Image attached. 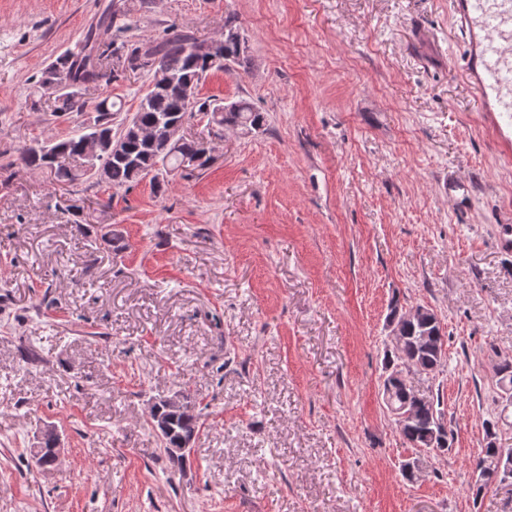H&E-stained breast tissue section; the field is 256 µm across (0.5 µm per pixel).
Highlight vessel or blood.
Wrapping results in <instances>:
<instances>
[{"mask_svg":"<svg viewBox=\"0 0 512 512\" xmlns=\"http://www.w3.org/2000/svg\"><path fill=\"white\" fill-rule=\"evenodd\" d=\"M467 49L464 75L480 111L494 115L501 139L512 136V0H449Z\"/></svg>","mask_w":512,"mask_h":512,"instance_id":"1","label":"vessel or blood"}]
</instances>
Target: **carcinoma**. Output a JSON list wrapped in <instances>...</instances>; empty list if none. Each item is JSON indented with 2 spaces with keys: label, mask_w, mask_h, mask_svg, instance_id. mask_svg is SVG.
Here are the masks:
<instances>
[{
  "label": "carcinoma",
  "mask_w": 512,
  "mask_h": 512,
  "mask_svg": "<svg viewBox=\"0 0 512 512\" xmlns=\"http://www.w3.org/2000/svg\"><path fill=\"white\" fill-rule=\"evenodd\" d=\"M203 44L204 41L198 37L171 24L154 40L128 48L126 56L140 61L138 71L152 72V64L156 61L173 79L170 88L145 95L146 103L134 112L133 119L141 130L147 131L158 123L188 124L197 112L211 113L214 123L227 128L256 131L265 125L263 113L243 99L226 104L199 98L188 101L182 95L185 88L200 85L209 72L224 69L222 65L218 67L210 63L207 54L202 51ZM56 77L75 85V89L55 92V113L61 117L80 116L86 107L83 91L101 83H112L114 75L109 49L97 45L94 34L88 33L77 49L67 50L56 57L36 82L35 92H42L43 87ZM114 107L116 102L109 95L96 106L95 123L104 140L112 136ZM84 136V128L81 127L69 137L22 149L18 160L25 167L47 173L64 185L91 182L93 173L90 168L94 163L83 157ZM202 152V143L198 140L182 138L168 144L162 139L150 141L131 132L127 135L123 153L114 154L104 148L99 163L106 169L110 185L130 188L141 181L143 172L147 170L153 171V182L159 180L160 175L181 168L203 170L210 162L202 158ZM390 320L401 325V340L394 346L397 365L401 369L392 371L386 377L383 397L393 408L404 407L409 412L408 418L397 423V427L411 447L437 448L442 413L435 406L434 397L428 395L419 398L415 395L410 376L432 374L446 362L440 322L427 314L404 321L395 312ZM496 376L498 388L512 399L511 357L499 362ZM154 407L169 428V432L161 437L163 447L178 448L182 439H192L199 432L200 415L190 404L169 408L162 400ZM496 424L497 421L490 419L485 422L488 442L483 452L493 458L502 452L512 455V448L502 449L496 445Z\"/></svg>",
  "instance_id": "1"
}]
</instances>
